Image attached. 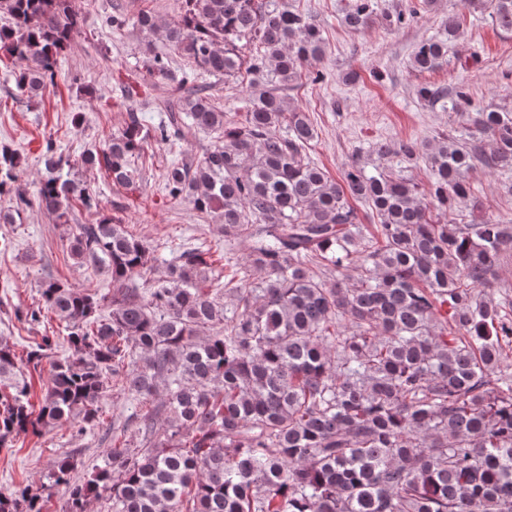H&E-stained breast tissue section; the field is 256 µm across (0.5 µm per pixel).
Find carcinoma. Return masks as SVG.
I'll use <instances>...</instances> for the list:
<instances>
[{
	"instance_id": "1",
	"label": "carcinoma",
	"mask_w": 512,
	"mask_h": 512,
	"mask_svg": "<svg viewBox=\"0 0 512 512\" xmlns=\"http://www.w3.org/2000/svg\"><path fill=\"white\" fill-rule=\"evenodd\" d=\"M183 2L174 23L148 11L132 21L192 62L176 75L152 46L143 54L176 91L171 111L151 128L129 113L79 163L128 187L146 140L171 141L182 117L216 134L203 157L168 168L166 185L219 223L224 249L244 246L249 268L228 266L221 283L210 250L182 246L164 276L147 277L154 252L46 141L33 202L60 221L76 202L98 212L72 229L71 252L111 276L112 300L45 282L25 319L58 316L69 353L51 363L37 406L24 373L56 342L44 336L18 355L0 341V450L50 425L97 428L118 381L151 403L132 416L141 448L130 450L128 424L114 421L107 461L87 480L72 481L76 465L62 460L51 480L67 489L66 512H86L93 497L112 512H512V300L484 293L512 253V225L468 223L462 210L483 207L466 172L512 170V112L473 109L463 87L423 85L419 97L448 99L470 142L376 143L374 171L354 161L335 181L307 154L309 116L283 94L324 54L311 15L276 0ZM377 10L378 0H347L344 22L359 31ZM418 14L401 5L385 19L400 27ZM488 18L512 32V0H491ZM79 29L74 0H0V54L15 62L16 90L43 96ZM241 43L255 46L250 58ZM447 62L448 44L431 39L412 57L420 72ZM202 72L257 76L244 123L196 86ZM394 157L426 158L427 186L386 166ZM18 177L19 156L0 148V196L28 207ZM352 199L376 215L375 233ZM46 503L30 485L0 491V512Z\"/></svg>"
}]
</instances>
